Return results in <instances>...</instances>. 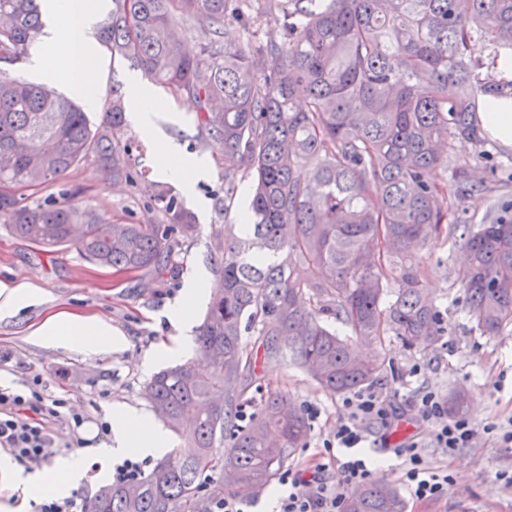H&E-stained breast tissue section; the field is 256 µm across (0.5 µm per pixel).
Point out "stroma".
<instances>
[{
	"mask_svg": "<svg viewBox=\"0 0 512 512\" xmlns=\"http://www.w3.org/2000/svg\"><path fill=\"white\" fill-rule=\"evenodd\" d=\"M156 124L160 135L145 138L131 122L114 129V138L131 147L134 181H112L96 160H88L49 191L53 198L74 195L106 220L131 224H159L163 211L153 201L147 186L167 188L177 208L192 213L199 226L196 236L176 248L169 273L160 278L138 273L115 274L85 261L75 248L47 253L12 237L0 225V279H12L40 288L43 300L13 317H0V386L26 390L34 375H42L50 392L67 398L71 409L86 422L81 435L85 447L58 448L57 457L77 456L87 470L79 488L72 490L78 504L87 505L96 490L112 481L116 458L104 459L100 448L109 436L100 434V422L109 421L119 404L147 407L143 388L150 376L141 369L146 354L174 343L178 331L166 310L180 297L195 265H202L211 281H219V259L211 232L224 220H238L251 195V177L235 175L237 192L232 203L224 201V162L218 152L198 138L196 105L187 97H174L155 87ZM173 142L190 157L205 159L209 174L195 185L196 200H189L180 186L160 175L153 158L164 142ZM483 178L484 190L459 193L466 177ZM448 186V214L456 224L478 225L491 211L512 205V147L489 139L484 146L454 142L448 151V167L440 173ZM228 206L221 214L220 206ZM462 242L439 238L423 250L421 279L442 316L444 334L434 345H405L394 336L380 343L360 345L365 357L382 361V378L375 391L388 395L393 409L391 428L368 426V464L374 480L398 489L406 512H512V447H505L498 434L485 433L486 425L512 419V328L496 337L481 335L467 314L466 295L457 279ZM67 312L97 316L111 322L125 339L117 350L88 356L57 345H39L29 332L48 315ZM260 380L252 386L243 404L256 413L268 393H288L308 409L310 434L287 467L296 471L320 461L323 444L333 438L344 414L343 398L324 391L299 365L258 363ZM431 389L442 395L461 391L468 395L465 412L477 435L465 448L444 454L432 445L434 426L413 410L420 391ZM418 442L429 467L448 475V491L440 498L419 502L402 480L403 449Z\"/></svg>",
	"mask_w": 512,
	"mask_h": 512,
	"instance_id": "stroma-1",
	"label": "stroma"
}]
</instances>
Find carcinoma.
<instances>
[{"label":"carcinoma","instance_id":"cac0c4a2","mask_svg":"<svg viewBox=\"0 0 512 512\" xmlns=\"http://www.w3.org/2000/svg\"><path fill=\"white\" fill-rule=\"evenodd\" d=\"M111 0L97 39L150 82L197 103L198 130L224 159V209L239 170L253 177L248 216L212 231L224 288L212 300L198 356L156 373L143 389L184 441L135 482L98 488L87 512H211L224 495L266 487L310 426L288 395L270 393L246 426L238 408L258 376L241 341L258 336L267 362L289 356L332 394L380 380L382 365L355 355L323 318L360 341L386 332L412 346L442 336L424 295L418 254L442 233L459 235L458 280L481 334L512 326V214L472 228L448 224L438 170L453 139L476 146L487 96L512 92V0ZM240 26L274 23L257 42L223 40ZM0 222L21 241L53 252L74 246L115 272H168L179 239L197 232L168 204L162 224L112 222L72 200L28 203L93 157L114 181L131 179L125 95L110 87L112 126H93L80 106L8 68L43 28L36 0H0ZM203 35L189 55L180 34ZM493 42L489 64L471 57L476 34ZM494 70L482 76V69ZM308 169L299 179L295 171ZM229 452H224V442ZM344 512H405L399 492L371 483Z\"/></svg>","mask_w":512,"mask_h":512}]
</instances>
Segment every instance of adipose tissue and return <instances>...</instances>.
I'll list each match as a JSON object with an SVG mask.
<instances>
[{
  "label": "adipose tissue",
  "mask_w": 512,
  "mask_h": 512,
  "mask_svg": "<svg viewBox=\"0 0 512 512\" xmlns=\"http://www.w3.org/2000/svg\"><path fill=\"white\" fill-rule=\"evenodd\" d=\"M48 12L64 22L63 27L50 31L43 42L54 45L66 43L74 59L97 61L98 50L89 33L93 28L98 11V0H46ZM158 172L178 182L184 189H192L194 183L205 176L204 161L186 157L179 147L164 145L155 159ZM211 281L204 272H195L187 281L180 300L170 309V320L176 321L181 329L176 347H167L143 361L144 369H152L157 361L171 355H183L193 344L192 308L209 293ZM41 343L68 348H77L88 354L120 345V335L114 334L111 323L95 317H81L58 314L47 318L31 332ZM169 448L166 431L157 424L150 412L133 405H120L112 411V440L100 449L102 457L134 454L143 458H157ZM85 476L81 458L71 457L58 460L52 470L43 471L21 478L24 493L30 499L47 494L62 495L77 488Z\"/></svg>",
  "instance_id": "1"
}]
</instances>
